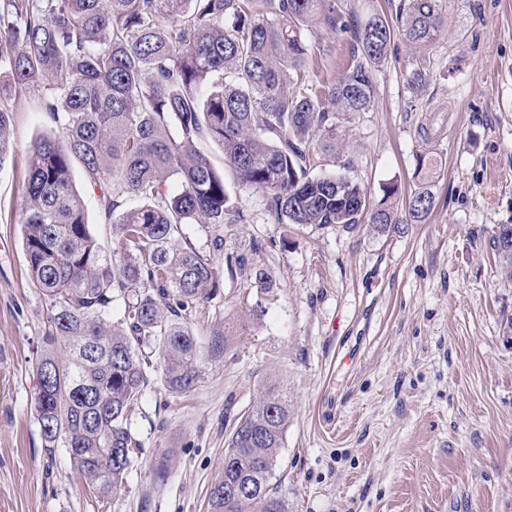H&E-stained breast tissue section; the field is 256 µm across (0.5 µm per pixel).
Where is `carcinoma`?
Listing matches in <instances>:
<instances>
[{
  "label": "carcinoma",
  "mask_w": 512,
  "mask_h": 512,
  "mask_svg": "<svg viewBox=\"0 0 512 512\" xmlns=\"http://www.w3.org/2000/svg\"><path fill=\"white\" fill-rule=\"evenodd\" d=\"M396 22L350 26L336 0H0V70L7 84L54 81L45 110L60 131L30 149L22 210L29 278L47 302L37 362L46 451L106 495L136 461L131 408L150 383L186 394L200 380L199 347L183 313L219 288L185 224L243 223L224 175L199 143L224 151L239 185L265 196L278 224L399 229L396 189L374 205L344 176L308 175L319 140L336 149L337 117L365 112L373 71L395 35L416 47L439 36V0H400ZM353 30L346 69L310 75L307 32ZM13 152L0 108V169ZM97 193L120 244L104 254L73 185V165ZM421 188L410 217L433 208ZM272 392L238 417L213 479L209 512H288L270 485L288 424Z\"/></svg>",
  "instance_id": "1"
}]
</instances>
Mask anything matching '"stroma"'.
<instances>
[{
	"label": "stroma",
	"instance_id": "stroma-1",
	"mask_svg": "<svg viewBox=\"0 0 512 512\" xmlns=\"http://www.w3.org/2000/svg\"><path fill=\"white\" fill-rule=\"evenodd\" d=\"M442 13L430 47L395 38L372 107L339 115L340 142L310 169L345 174L375 202L390 186L404 199L428 186L425 219L398 233L276 223L203 143L247 221L185 225L221 281L184 316L201 379L166 392L154 360L132 409L138 460L106 496L67 448L42 447L47 306L21 219L29 150L59 130L46 85L0 94L14 140L0 170V512H208L234 423L272 387L290 409L272 478L288 512H512V280L494 247L512 224V0H443ZM308 38L311 74L338 76L351 34L320 26ZM229 254L245 268L227 270Z\"/></svg>",
	"mask_w": 512,
	"mask_h": 512
}]
</instances>
